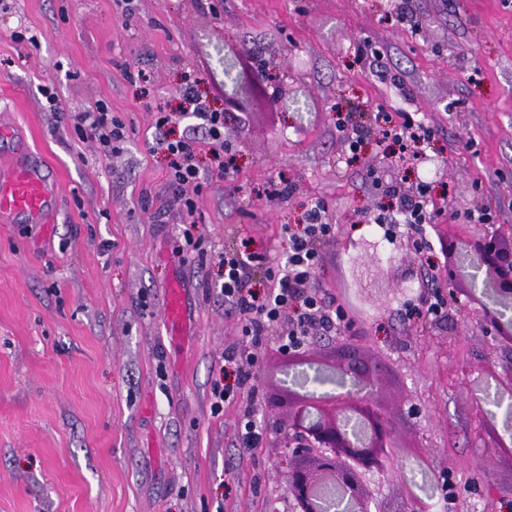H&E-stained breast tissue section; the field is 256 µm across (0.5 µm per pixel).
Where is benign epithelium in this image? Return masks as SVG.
Segmentation results:
<instances>
[{
  "label": "benign epithelium",
  "mask_w": 512,
  "mask_h": 512,
  "mask_svg": "<svg viewBox=\"0 0 512 512\" xmlns=\"http://www.w3.org/2000/svg\"><path fill=\"white\" fill-rule=\"evenodd\" d=\"M444 250L454 257L453 268L472 262L471 283L484 284L483 322L492 327L489 318L512 306V232L486 231L473 242L447 238ZM378 386L376 369L343 349L320 364L310 352L283 370L274 401L287 408L288 417L272 424L291 512H319L317 494L329 481L341 489L348 512H373L364 478L385 474L386 450L396 441Z\"/></svg>",
  "instance_id": "1"
}]
</instances>
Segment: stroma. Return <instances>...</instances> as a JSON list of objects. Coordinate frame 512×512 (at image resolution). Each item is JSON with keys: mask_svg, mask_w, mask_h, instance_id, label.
I'll list each match as a JSON object with an SVG mask.
<instances>
[{"mask_svg": "<svg viewBox=\"0 0 512 512\" xmlns=\"http://www.w3.org/2000/svg\"><path fill=\"white\" fill-rule=\"evenodd\" d=\"M272 67L287 107L252 94L233 169L195 195L190 251L154 114L188 85L223 108ZM138 70L147 82L130 80ZM100 101L129 129L108 161L68 118ZM380 110L429 127L420 160L372 133L350 152L338 113ZM2 126L63 203L53 224L0 223V512H285L275 438L239 457L240 403L211 412L221 355L241 339L217 255L284 257L282 225L318 199L336 237L315 285L357 313L328 342L386 364L397 417L388 477L368 482L379 512H512V459L475 434L478 387L512 350L442 256L446 235L478 232L470 212L512 228V0H0ZM424 182L434 222L391 236L372 224L388 186L414 197ZM417 235L431 250L409 247ZM428 275L445 310L407 321ZM175 288L182 325L165 319Z\"/></svg>", "mask_w": 512, "mask_h": 512, "instance_id": "1", "label": "stroma"}]
</instances>
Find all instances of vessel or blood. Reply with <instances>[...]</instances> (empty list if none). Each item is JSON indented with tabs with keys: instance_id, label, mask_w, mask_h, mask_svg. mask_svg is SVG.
Instances as JSON below:
<instances>
[{
	"instance_id": "obj_1",
	"label": "vessel or blood",
	"mask_w": 512,
	"mask_h": 512,
	"mask_svg": "<svg viewBox=\"0 0 512 512\" xmlns=\"http://www.w3.org/2000/svg\"><path fill=\"white\" fill-rule=\"evenodd\" d=\"M59 207L57 187L41 165L23 154L0 162V221L50 224Z\"/></svg>"
}]
</instances>
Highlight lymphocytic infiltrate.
<instances>
[{"label": "lymphocytic infiltrate", "mask_w": 512, "mask_h": 512, "mask_svg": "<svg viewBox=\"0 0 512 512\" xmlns=\"http://www.w3.org/2000/svg\"><path fill=\"white\" fill-rule=\"evenodd\" d=\"M180 100L178 113L157 110L155 140L168 159V184L180 194L184 240L193 247L197 244L192 233L197 208L192 193L201 187L198 156L201 150H208L217 163L218 173H225L228 165L224 152L228 140L224 133V114L211 106L206 95L190 86L182 91ZM179 114L192 116L194 122L175 138L169 127ZM72 120L75 130L94 142L101 158L109 159L123 151L129 137L128 128L112 116L106 104H98L91 111L73 113ZM373 129L381 139L391 141L402 150L408 143L421 142L431 136L427 127L409 119L402 125H394L392 116L386 112L376 113ZM281 231L288 241V253L284 260L265 261V274L271 286L264 291L248 286L250 272L255 262L261 260L258 253L229 249L218 255L220 283L217 292L224 300L225 314L237 317L244 339L226 348L221 356L234 379L229 383L214 382L211 411L217 414L223 411L225 403L242 401V418L236 433L237 450L242 456L255 454L265 438L264 428L253 418L252 406L263 396L256 367L260 346L271 331L278 324L287 323L288 334L281 337L278 350L293 360L315 337L342 334L352 323L344 308L327 301L314 286L325 258L323 248L336 234L335 225L328 220L326 202L318 199L312 203L303 228L286 224Z\"/></svg>", "instance_id": "obj_1"}]
</instances>
